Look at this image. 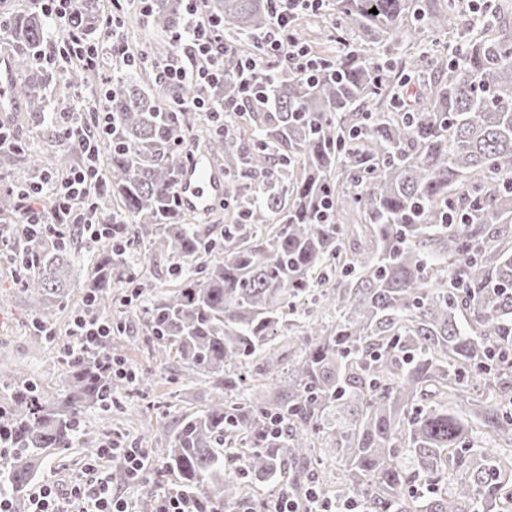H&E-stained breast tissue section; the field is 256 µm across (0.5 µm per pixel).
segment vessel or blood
<instances>
[{
	"label": "vessel or blood",
	"mask_w": 512,
	"mask_h": 512,
	"mask_svg": "<svg viewBox=\"0 0 512 512\" xmlns=\"http://www.w3.org/2000/svg\"><path fill=\"white\" fill-rule=\"evenodd\" d=\"M177 190L185 208L198 215L208 214L213 201L224 194V173L206 151L197 150Z\"/></svg>",
	"instance_id": "vessel-or-blood-1"
}]
</instances>
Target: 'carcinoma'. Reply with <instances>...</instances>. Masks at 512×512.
Instances as JSON below:
<instances>
[{"instance_id": "cac0c4a2", "label": "carcinoma", "mask_w": 512, "mask_h": 512, "mask_svg": "<svg viewBox=\"0 0 512 512\" xmlns=\"http://www.w3.org/2000/svg\"><path fill=\"white\" fill-rule=\"evenodd\" d=\"M0 0V44L10 46L14 111L51 125L47 98L65 102L98 71L45 60L51 22L40 0ZM462 0H334L337 50L316 55L307 79L283 63L249 96L239 62L265 32L271 0H210L224 21V79L148 91L159 57L140 50L108 95L117 123L98 140L106 185L94 217L107 237L95 254L83 308L112 312V289L143 288L134 265H154L176 288L140 309L146 386L177 355L189 375L212 379L204 409L156 427L151 455L195 500L197 512H264L243 500V480L290 469L301 500L309 485L341 510L494 512L512 500V15L484 6L487 24L443 62L420 48L397 58L419 29L442 32ZM377 13H371V9ZM182 0H153L151 27L180 23ZM100 0H81L67 26L89 40ZM198 96L224 111L208 117L207 145L224 161L234 209L227 223L189 224L172 188L188 166L182 145L199 115L176 108ZM83 160L65 143L51 154L25 142L0 152V218L16 215V190ZM247 178L256 184L243 186ZM0 250L25 266L0 310L23 298L35 335L54 337L72 286L80 228L27 242L4 233ZM331 318L311 320L302 297ZM288 336V356L273 347ZM94 352L62 360L65 375L39 388L0 364L10 430L0 495L21 498L45 453L70 448L81 415L112 404V375ZM274 380L266 401L253 382ZM478 396H472V393ZM283 435H267L271 420ZM331 456L342 477L330 488L316 465ZM161 482L140 483V512H154Z\"/></svg>"}]
</instances>
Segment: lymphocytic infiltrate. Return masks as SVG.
<instances>
[{"label": "lymphocytic infiltrate", "mask_w": 512, "mask_h": 512, "mask_svg": "<svg viewBox=\"0 0 512 512\" xmlns=\"http://www.w3.org/2000/svg\"><path fill=\"white\" fill-rule=\"evenodd\" d=\"M207 0H184V22L171 35L181 52L161 66L157 78L176 87L205 86L219 81L224 74V25L205 9ZM274 21L271 28L256 41V53L244 57L241 68L256 76L269 68L271 61L292 64L298 73L312 77L317 60L295 38L292 21L299 14L322 9L325 0H273ZM53 122L63 138L79 141L85 155L84 163L61 178L44 177L32 183L20 197L16 226L29 241L40 239L46 232L70 225H82L89 240L106 235L104 225L93 222L89 212L76 209L77 201L87 199L91 190L99 189L105 174L95 145L98 138L109 133L115 119L105 100H98L88 111L57 112ZM54 195L53 210L42 205L44 195ZM112 334V322L84 312L72 320L71 343L63 348L65 356L79 357L88 352H104ZM118 462L125 474L140 480L154 472L155 463L143 448H128L117 443L99 446L85 463L82 477L72 480L66 489L53 482L38 486L28 496L27 512H132L128 501L112 491L109 462Z\"/></svg>", "instance_id": "f902f5d3"}]
</instances>
